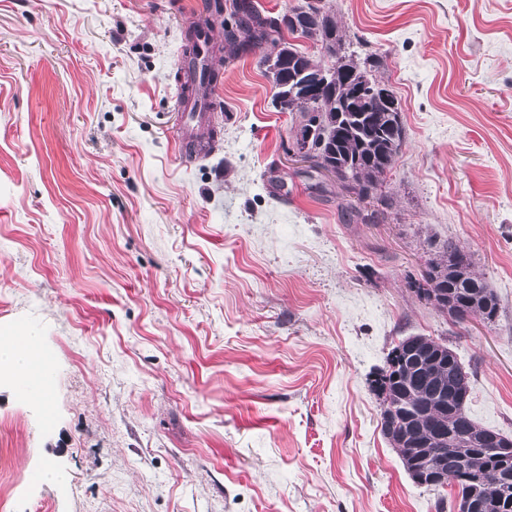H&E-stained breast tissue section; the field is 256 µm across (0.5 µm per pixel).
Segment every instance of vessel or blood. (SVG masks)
Listing matches in <instances>:
<instances>
[{"mask_svg": "<svg viewBox=\"0 0 512 512\" xmlns=\"http://www.w3.org/2000/svg\"><path fill=\"white\" fill-rule=\"evenodd\" d=\"M177 68L184 77L185 90L180 91L176 110L178 114V153L188 160H199L205 155L207 143L203 134L210 127L212 95L211 65L207 57L182 58Z\"/></svg>", "mask_w": 512, "mask_h": 512, "instance_id": "b4317fda", "label": "vessel or blood"}]
</instances>
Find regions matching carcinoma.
Wrapping results in <instances>:
<instances>
[{
  "label": "carcinoma",
  "mask_w": 512,
  "mask_h": 512,
  "mask_svg": "<svg viewBox=\"0 0 512 512\" xmlns=\"http://www.w3.org/2000/svg\"><path fill=\"white\" fill-rule=\"evenodd\" d=\"M231 16L234 23L224 24V43L231 49L232 57L259 50L268 43L272 45V51L262 52L259 63L271 60L276 68V72L271 74L277 89L274 107L281 112L301 114V127L312 129L313 143L318 151L313 168H334L341 161L343 165L337 171L336 181L360 201L375 195L396 161L405 139V128L400 120L393 126H386L387 106L384 104L361 121L341 116L350 86L360 74L367 72V67L362 68L336 56V44L341 39L331 37L329 18L323 6L316 7L300 33L302 38L317 37L332 59V64L324 67L329 82L310 105L298 103L301 90L297 89L299 82L293 81V77L301 68L318 69L320 65L313 63L285 39L284 33L294 34L285 24V16L264 14L253 0H234ZM458 248L459 244L450 240L443 251L430 260L429 287L458 295L469 307L470 314L490 322L498 317L500 311L498 297L485 278L475 271L473 263L458 269ZM416 374L417 371L411 369L403 357L392 352L388 354L385 367L372 381L374 391L383 397L381 413L393 412L406 422L418 409L429 407L433 421L446 428L449 434L469 433L477 438L486 432V427L469 416L465 404L450 401L448 411L440 412L437 404L426 398L420 386L412 383ZM438 375L443 381L451 382L456 390L470 392V373L463 368L453 350L442 354ZM399 456L405 472L415 484L436 487L430 480H416V473L433 469L437 455L428 457L403 449ZM509 472L512 473L511 460H501L484 449L472 451L462 463L448 460V480L458 483L460 498L475 491L495 503L494 512H503L500 503L495 501L502 495L498 474Z\"/></svg>",
  "instance_id": "cac0c4a2"
}]
</instances>
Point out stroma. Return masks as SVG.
Instances as JSON below:
<instances>
[{
  "instance_id": "35a3bbf8",
  "label": "stroma",
  "mask_w": 512,
  "mask_h": 512,
  "mask_svg": "<svg viewBox=\"0 0 512 512\" xmlns=\"http://www.w3.org/2000/svg\"><path fill=\"white\" fill-rule=\"evenodd\" d=\"M203 2L0 0V336L37 337L52 383L44 406L0 384V491L12 512H437L458 487L409 478L370 380L434 338L512 438V0H322L400 103L373 224L295 158L301 117L254 53L213 55L216 143L180 161ZM450 240L495 323L409 288Z\"/></svg>"
}]
</instances>
